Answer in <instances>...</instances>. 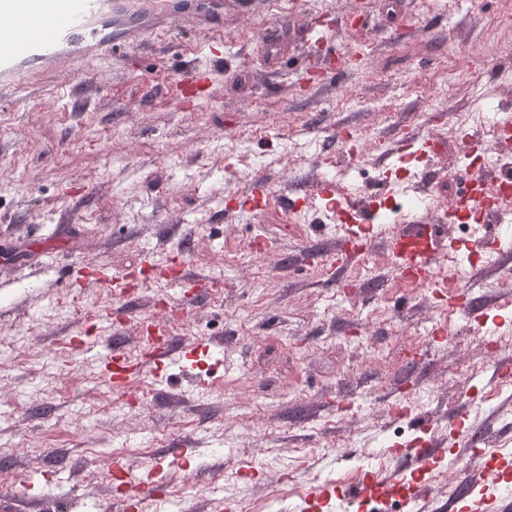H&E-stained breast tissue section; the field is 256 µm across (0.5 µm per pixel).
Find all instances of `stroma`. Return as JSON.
I'll return each mask as SVG.
<instances>
[{"label": "stroma", "instance_id": "stroma-1", "mask_svg": "<svg viewBox=\"0 0 512 512\" xmlns=\"http://www.w3.org/2000/svg\"><path fill=\"white\" fill-rule=\"evenodd\" d=\"M222 2L214 26L184 21L0 97V512L19 499L101 512L111 460L138 467L184 440L219 454L194 476L164 473L173 512H207L225 488L242 512L296 502L314 458L347 492L355 466L386 467V447L441 438L452 416L512 453V401L492 376L512 361V307L492 353L468 314H443L393 269L345 292L357 268L328 265L322 209L224 216L255 178L298 197L320 172L366 168L343 127L388 141L489 97L512 107L495 78L512 68V28L493 24L504 0ZM215 54L211 94L184 108L171 89L186 60ZM147 251L220 277L221 292L151 272L122 297L64 275L78 260L137 271ZM156 296L177 312L172 336L223 337L236 366L147 373L116 400L64 332L86 323L96 352L129 344ZM421 391L403 434L385 438L388 395Z\"/></svg>", "mask_w": 512, "mask_h": 512}]
</instances>
